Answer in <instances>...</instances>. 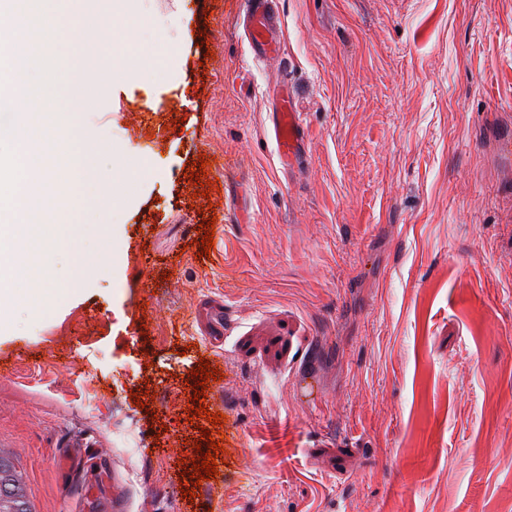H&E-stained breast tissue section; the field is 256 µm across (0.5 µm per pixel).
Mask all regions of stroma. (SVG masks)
<instances>
[{
    "label": "stroma",
    "instance_id": "1",
    "mask_svg": "<svg viewBox=\"0 0 512 512\" xmlns=\"http://www.w3.org/2000/svg\"><path fill=\"white\" fill-rule=\"evenodd\" d=\"M143 6L149 25L112 26L168 77L93 86L85 114L135 176L49 251L56 307L17 304L0 334V448L41 512L116 486L131 512H512V0H276L284 50L262 64L245 0ZM284 86L308 140L289 166ZM202 157L207 200L185 175ZM203 359L223 376L202 388ZM200 390L220 494L192 479ZM269 120L270 132L284 163L297 159L305 152L306 134L302 113L297 112L287 88L282 91L276 110L271 113Z\"/></svg>",
    "mask_w": 512,
    "mask_h": 512
}]
</instances>
